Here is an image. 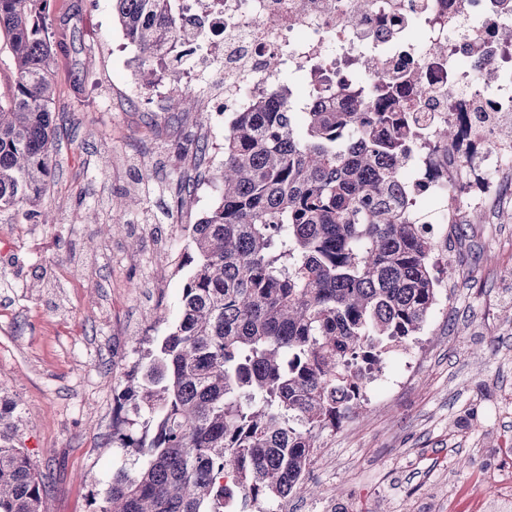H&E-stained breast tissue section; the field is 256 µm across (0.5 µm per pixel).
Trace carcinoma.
Returning a JSON list of instances; mask_svg holds the SVG:
<instances>
[{
	"mask_svg": "<svg viewBox=\"0 0 512 512\" xmlns=\"http://www.w3.org/2000/svg\"><path fill=\"white\" fill-rule=\"evenodd\" d=\"M177 0H113L143 62L191 39ZM47 0H0L12 73L0 94V211L38 197L50 173L57 45ZM375 92L288 109L285 88L224 128L218 203L185 226L177 321L133 385L147 413L120 434L139 462L112 475L97 512H224L278 502L305 479L319 435L362 399L360 376L421 333L436 305L437 249L399 184L423 117L380 105L417 73L376 72ZM455 130L438 124L448 149ZM0 512H43L29 455L3 434Z\"/></svg>",
	"mask_w": 512,
	"mask_h": 512,
	"instance_id": "obj_1",
	"label": "carcinoma"
}]
</instances>
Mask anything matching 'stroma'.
<instances>
[{
    "label": "stroma",
    "mask_w": 512,
    "mask_h": 512,
    "mask_svg": "<svg viewBox=\"0 0 512 512\" xmlns=\"http://www.w3.org/2000/svg\"><path fill=\"white\" fill-rule=\"evenodd\" d=\"M60 41L52 174L22 211L0 213V408L44 485L43 512H95L134 458L114 440L113 401L179 314L183 226L217 203L224 128L198 92L156 70L116 24L112 0H48ZM187 112H153L154 93ZM208 153L196 158L197 145ZM137 193V209L111 203ZM460 224L433 260L439 300L419 336L381 368L388 403L324 431L282 512H472L512 494V207Z\"/></svg>",
    "instance_id": "1"
}]
</instances>
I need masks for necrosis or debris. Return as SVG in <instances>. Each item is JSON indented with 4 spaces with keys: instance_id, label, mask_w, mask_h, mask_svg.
Returning <instances> with one entry per match:
<instances>
[{
    "instance_id": "obj_1",
    "label": "necrosis or debris",
    "mask_w": 512,
    "mask_h": 512,
    "mask_svg": "<svg viewBox=\"0 0 512 512\" xmlns=\"http://www.w3.org/2000/svg\"><path fill=\"white\" fill-rule=\"evenodd\" d=\"M369 2L356 14L353 0H190L184 26L201 40L180 71L208 88L210 112H245L269 96L272 60L307 78L312 104L343 102L376 67L420 72L433 89L424 112L460 138L444 151L417 146L404 162L400 185L417 202L413 218L453 224L485 212L512 172V40L500 36L512 26V0Z\"/></svg>"
}]
</instances>
